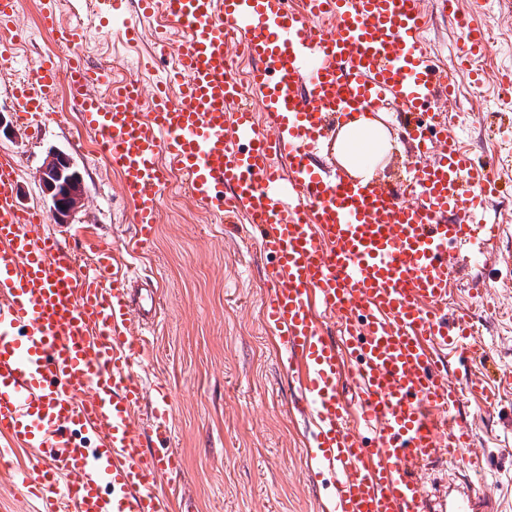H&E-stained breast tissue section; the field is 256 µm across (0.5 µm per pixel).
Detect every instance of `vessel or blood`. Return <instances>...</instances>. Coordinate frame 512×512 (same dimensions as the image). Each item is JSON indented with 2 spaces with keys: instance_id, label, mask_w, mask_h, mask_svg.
<instances>
[{
  "instance_id": "vessel-or-blood-1",
  "label": "vessel or blood",
  "mask_w": 512,
  "mask_h": 512,
  "mask_svg": "<svg viewBox=\"0 0 512 512\" xmlns=\"http://www.w3.org/2000/svg\"><path fill=\"white\" fill-rule=\"evenodd\" d=\"M137 6V21L125 25L129 41L159 7L180 35L153 40V54L176 63L149 109L139 106L134 80L110 83L103 100L90 94L105 68L85 67L77 28L61 23L57 0H41V28L73 52L66 72L48 60L34 84L17 88L23 117L67 84L85 130L122 177L137 245L156 235L171 170L196 201L251 224L275 259L264 316L297 370L310 454L336 476L326 512H493L477 494L483 461L471 452L473 430L455 414L462 387L448 381L439 354L463 346L477 361L484 350L468 316L448 318L435 303L448 298L452 254L486 251L500 235L501 225L482 217L497 179L433 108L449 95L451 75L426 45L423 0ZM316 18L335 22V31L313 34ZM459 28L465 57L477 61L486 31L467 16ZM228 31L253 62L246 100L224 69ZM385 97L400 103L404 135L426 163L390 187L329 177L317 162L327 123L349 124ZM15 189V166L0 156V468L18 447L37 456L11 498L37 500V512H187L179 455L148 449L168 438L164 393L138 413L146 387L136 364L156 290L133 292L134 272L103 251L79 269L70 248L40 233L42 215L22 206ZM319 307L339 316L341 342L320 331ZM345 369L375 434L369 447L338 392ZM443 453L474 475L451 500L423 494L413 478Z\"/></svg>"
}]
</instances>
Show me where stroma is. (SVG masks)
I'll return each mask as SVG.
<instances>
[{
  "label": "stroma",
  "instance_id": "obj_1",
  "mask_svg": "<svg viewBox=\"0 0 512 512\" xmlns=\"http://www.w3.org/2000/svg\"><path fill=\"white\" fill-rule=\"evenodd\" d=\"M86 2L62 0L61 12L82 29L80 51L90 67L105 64L111 77L146 85L172 67L173 57L150 58L151 37L130 47L123 29L98 26ZM428 10L437 60L454 68L460 47L456 21L436 0ZM473 10L490 32L484 78L477 84L459 75L454 97L440 100L438 107L465 149L512 181V102H505L501 84L512 74V0H483ZM16 25V31H0V113L12 123L11 135L0 136V155L17 165L22 201L47 216L39 169L48 148L69 153L83 176V206L73 228L47 217L42 233L76 231L83 267L89 264L84 249L89 238L131 254L140 281L158 287L161 307L138 370L151 386L167 392V445L182 458L195 512H321L333 479L307 452L304 423L291 410L295 378L263 321L271 257L246 223H225L190 197L179 178L162 190L153 244L133 249L131 208L120 176L82 129L68 88L44 104L30 127L17 124L16 87L33 82L41 60L62 64L69 52L40 28L37 0H21ZM378 109L389 118L394 149L374 179L391 184L419 158L404 138L398 104L388 98ZM491 213L504 233L478 262L454 267L452 305L471 309L477 341L498 369L512 371V192L494 202ZM460 416L474 423L473 451L487 462L485 494L498 512H512V387L502 388L500 403L486 409L478 396L463 393Z\"/></svg>",
  "mask_w": 512,
  "mask_h": 512
}]
</instances>
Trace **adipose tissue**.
Returning <instances> with one entry per match:
<instances>
[{
    "mask_svg": "<svg viewBox=\"0 0 512 512\" xmlns=\"http://www.w3.org/2000/svg\"><path fill=\"white\" fill-rule=\"evenodd\" d=\"M367 139L368 149L356 153L351 147L354 136ZM390 147L389 135L382 121L370 114H360L353 123L342 126L335 145L340 162L360 180L368 181L373 176L375 165L387 153Z\"/></svg>",
    "mask_w": 512,
    "mask_h": 512,
    "instance_id": "obj_1",
    "label": "adipose tissue"
}]
</instances>
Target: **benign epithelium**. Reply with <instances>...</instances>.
<instances>
[{
	"instance_id": "1",
	"label": "benign epithelium",
	"mask_w": 512,
	"mask_h": 512,
	"mask_svg": "<svg viewBox=\"0 0 512 512\" xmlns=\"http://www.w3.org/2000/svg\"><path fill=\"white\" fill-rule=\"evenodd\" d=\"M40 183L57 224H71L82 206L83 179L72 157L58 148L49 149Z\"/></svg>"
}]
</instances>
